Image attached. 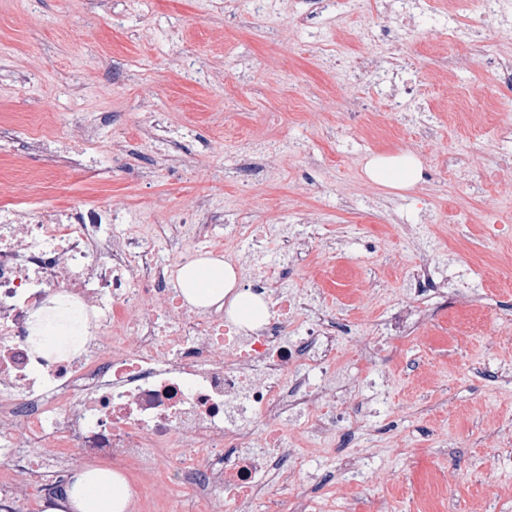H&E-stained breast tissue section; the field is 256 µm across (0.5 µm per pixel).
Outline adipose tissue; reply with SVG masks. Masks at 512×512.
I'll return each instance as SVG.
<instances>
[{"label": "adipose tissue", "instance_id": "obj_1", "mask_svg": "<svg viewBox=\"0 0 512 512\" xmlns=\"http://www.w3.org/2000/svg\"><path fill=\"white\" fill-rule=\"evenodd\" d=\"M368 175L376 182L408 188L420 178V163L412 157H378L370 162ZM176 286L190 305L228 307L233 317L247 326L267 315L263 298L239 292L234 270L218 257H202L180 268ZM77 318L76 310L63 301L39 310L31 322L33 347L49 352L67 343L68 337L62 328ZM128 498V485L120 473L102 467L83 468L73 475L65 498L47 512H124Z\"/></svg>", "mask_w": 512, "mask_h": 512}]
</instances>
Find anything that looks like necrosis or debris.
<instances>
[{"instance_id": "necrosis-or-debris-1", "label": "necrosis or debris", "mask_w": 512, "mask_h": 512, "mask_svg": "<svg viewBox=\"0 0 512 512\" xmlns=\"http://www.w3.org/2000/svg\"><path fill=\"white\" fill-rule=\"evenodd\" d=\"M399 28L387 42L401 54L409 32L447 25L449 42L466 29L456 11L440 16L423 0L396 7ZM366 33L359 77L380 91L387 114L416 112L425 93L404 69H388ZM121 218L111 194L96 204L49 208L33 201L0 203V512H28L24 489L42 496L65 488L71 456L121 466L154 468L159 448L181 455V436L199 455L168 472L171 481L201 489L225 512H244L257 475L277 465L286 485L276 512H299L290 487L296 469L288 447L292 429L280 424L287 408L307 414L310 440L338 455L343 472L358 473L366 452L336 433L349 412L335 391L352 395L356 382L336 379L335 324L326 323L318 291L288 286L276 256H301L311 236L287 224L231 225V240L257 242L248 256L225 251L233 265L249 259L242 286L263 295L267 317L248 327L220 310L190 311L172 288L173 266L210 252L196 233L208 226L205 201L189 205L186 223L172 225L182 243L172 260L143 237L116 228ZM408 294L394 304L380 335L406 337L427 320L418 295L435 287L429 265L411 274ZM83 310L86 341L75 352H34L29 318L57 299ZM231 351L219 358L217 349ZM319 384L308 385L309 372ZM268 430L263 447H251L244 420Z\"/></svg>"}]
</instances>
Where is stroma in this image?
<instances>
[{"instance_id":"obj_1","label":"stroma","mask_w":512,"mask_h":512,"mask_svg":"<svg viewBox=\"0 0 512 512\" xmlns=\"http://www.w3.org/2000/svg\"><path fill=\"white\" fill-rule=\"evenodd\" d=\"M386 0H335L321 9L310 0H274L253 16L250 0H133L127 20L96 11L87 0H0V125L18 131L0 152L12 193L47 206L98 200V177L58 175L54 159L25 162L26 138L67 141L71 113L101 127L95 152L112 172V199L132 226L156 236L185 218L188 201L210 200L225 224H289L315 214L320 238L312 255L289 264L288 282L316 287L336 320L349 323L339 366L360 377L368 424L352 432L361 446L382 449L363 474H339L328 457L300 462L296 493L305 512H423L435 502L433 472L452 473L454 512H512V446L498 429L512 427V385L495 372L512 336V275L487 278L475 256L492 248L512 254V233L491 246L478 230L484 208H501L512 226V172L490 179L512 134L497 120L512 85L483 67L451 68L456 51L446 39L416 30L404 57L420 71L432 111L420 121L388 116L383 101L361 93V109L344 111L328 91L322 52L337 53L355 71L359 37L387 23ZM512 57V14L476 25L469 52L487 48ZM185 64L184 76L172 70ZM35 64L25 82L21 62ZM83 94L67 95L73 82ZM151 99L166 115L149 128L139 109ZM124 144L109 150L111 140ZM416 157L423 175L410 188L371 180L365 166L377 156ZM253 167L249 180L239 170ZM152 180L139 177L142 168ZM342 242L337 253L323 244ZM450 243L438 256L437 278L483 294L473 316L463 298L427 293L424 326L413 338L379 347L372 363L355 341L370 337L388 307L408 291L406 269L418 266L422 236ZM376 288L365 311L343 304L342 289L357 277Z\"/></svg>"}]
</instances>
